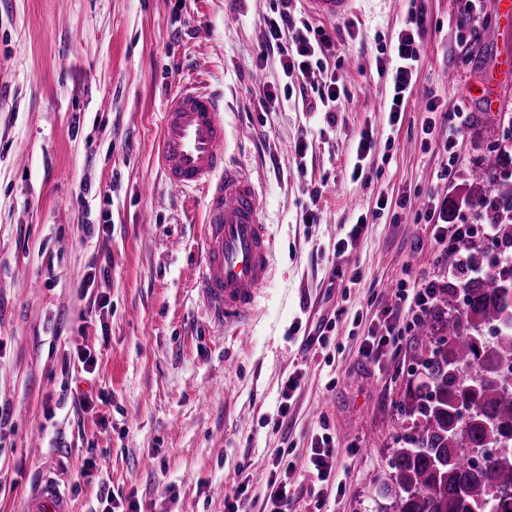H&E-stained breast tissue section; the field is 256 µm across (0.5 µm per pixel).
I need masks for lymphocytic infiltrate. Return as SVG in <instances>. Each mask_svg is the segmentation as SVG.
<instances>
[{
    "mask_svg": "<svg viewBox=\"0 0 512 512\" xmlns=\"http://www.w3.org/2000/svg\"><path fill=\"white\" fill-rule=\"evenodd\" d=\"M266 36L258 54L259 61L270 55H278L284 77L300 81V95L316 93L323 108L335 107L339 98L335 79L316 82L313 76L321 69V58L333 45L330 33L311 26L297 27L288 9H280L277 17L266 20ZM429 34L425 0H409L408 19L394 42L379 48L376 69L385 77L391 88V97L384 110L388 114L389 126H397L401 120L402 107L415 84L414 76L422 59L424 42ZM423 215L432 221V240L443 251L457 253L467 241L480 235L498 239L500 226L490 221L484 224H452L448 221V202L436 196H428ZM395 305L384 307L374 331L361 342L359 355L362 361L382 364L385 357L395 356L401 339L410 331V324L402 323L404 310L425 309L435 299L434 281L402 279L397 283ZM340 454L330 434L315 438L308 453L307 470L318 482L330 485L336 481V460Z\"/></svg>",
    "mask_w": 512,
    "mask_h": 512,
    "instance_id": "1",
    "label": "lymphocytic infiltrate"
}]
</instances>
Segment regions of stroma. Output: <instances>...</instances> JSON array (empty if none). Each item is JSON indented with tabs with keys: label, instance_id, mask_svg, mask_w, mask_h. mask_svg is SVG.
<instances>
[{
	"label": "stroma",
	"instance_id": "obj_1",
	"mask_svg": "<svg viewBox=\"0 0 512 512\" xmlns=\"http://www.w3.org/2000/svg\"><path fill=\"white\" fill-rule=\"evenodd\" d=\"M278 4L0 0V512H26L46 479L74 512H92L105 486L134 496L140 512H225V496L242 487L252 512H264L267 463L281 456L293 466L288 512H395L378 487L415 430L402 404L424 350L411 332L380 367L358 349L394 304L397 280L448 285L447 258L416 216L428 193L454 202V218L481 221L464 194L483 157L512 151V75L500 74L512 26L501 0H481L476 25L467 0H426L433 28L390 131V87L375 59L404 26L408 0H357L351 15L324 23L292 0L297 20L341 31L325 60L340 90L331 116L303 111L295 97L265 101L283 80L277 56L257 61ZM493 74L498 109L489 112L480 91ZM195 79L223 92L227 155L258 184L275 239L271 277L238 329L210 323L197 284L204 196L171 192L157 156L163 99ZM428 96L440 111L474 114L451 151L421 137ZM367 129L376 145L360 162L355 144ZM381 195L383 217L337 255L350 222ZM307 210L317 223H302ZM104 211L108 233L91 234ZM105 256L101 314L77 284ZM355 268L358 284L336 287L337 271ZM319 326L322 346L307 339ZM78 344L96 354L94 389L109 398L91 412L72 402ZM291 376L299 386L283 417ZM325 429L341 450V490L321 505L306 461Z\"/></svg>",
	"mask_w": 512,
	"mask_h": 512
}]
</instances>
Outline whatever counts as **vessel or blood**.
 <instances>
[{"label":"vessel or blood","instance_id":"obj_1","mask_svg":"<svg viewBox=\"0 0 512 512\" xmlns=\"http://www.w3.org/2000/svg\"><path fill=\"white\" fill-rule=\"evenodd\" d=\"M319 19L342 18L355 0H304ZM224 96L190 82L163 101L158 157L168 187L177 194L202 191L205 200L197 283L210 321L246 322L268 279L274 239L260 213L249 174L225 158ZM27 512H73L55 482L41 484Z\"/></svg>","mask_w":512,"mask_h":512}]
</instances>
